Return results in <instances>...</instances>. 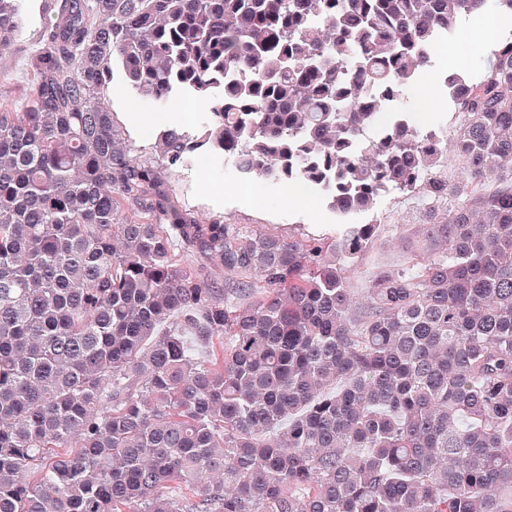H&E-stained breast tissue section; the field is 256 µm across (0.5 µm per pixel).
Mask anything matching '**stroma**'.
Here are the masks:
<instances>
[{"instance_id":"1","label":"stroma","mask_w":512,"mask_h":512,"mask_svg":"<svg viewBox=\"0 0 512 512\" xmlns=\"http://www.w3.org/2000/svg\"><path fill=\"white\" fill-rule=\"evenodd\" d=\"M21 52L10 48L0 52V99H20L32 84L30 74L21 67ZM452 69L445 64L434 67L431 87L415 82L403 102L417 127L427 131L452 124L454 115L448 106L445 80ZM429 89L435 105L422 112L418 102L422 89ZM105 97L114 121L131 154L160 171L171 200L200 223L218 220L247 229H260L279 236L334 234L337 218L319 194L305 190L306 204L292 203L289 185L260 177H246L231 162L210 156L198 157L192 165L167 169L155 150L157 128H144L143 115H169L170 106L158 107L133 90L121 69H114ZM432 219L424 200L406 194L385 197L378 207L361 216L364 224H377L381 233L366 248L350 279L355 294H363L372 275L384 268L407 266L412 254L401 242V225L426 224Z\"/></svg>"}]
</instances>
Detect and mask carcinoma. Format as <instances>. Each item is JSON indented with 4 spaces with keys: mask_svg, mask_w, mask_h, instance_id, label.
I'll return each instance as SVG.
<instances>
[{
    "mask_svg": "<svg viewBox=\"0 0 512 512\" xmlns=\"http://www.w3.org/2000/svg\"><path fill=\"white\" fill-rule=\"evenodd\" d=\"M27 8L0 0V46ZM489 8L512 0H41L0 103V512H512V34L449 77L452 154L383 120ZM116 61L209 104L157 135L169 168L324 185L336 235L179 209L116 130ZM394 192L446 218L358 299L380 225L349 219ZM19 42L0 52V99L13 102L20 99L32 84L30 74L21 67L23 53L18 51Z\"/></svg>",
    "mask_w": 512,
    "mask_h": 512,
    "instance_id": "1",
    "label": "carcinoma"
}]
</instances>
